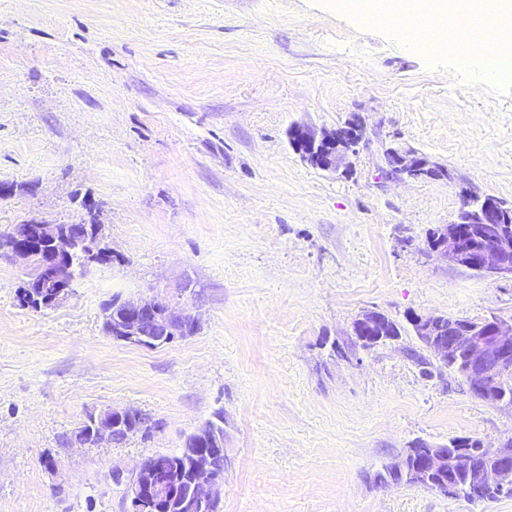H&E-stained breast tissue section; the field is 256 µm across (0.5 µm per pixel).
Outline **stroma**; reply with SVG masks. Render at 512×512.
<instances>
[{
	"instance_id": "35a3bbf8",
	"label": "stroma",
	"mask_w": 512,
	"mask_h": 512,
	"mask_svg": "<svg viewBox=\"0 0 512 512\" xmlns=\"http://www.w3.org/2000/svg\"><path fill=\"white\" fill-rule=\"evenodd\" d=\"M346 174L288 131L354 117ZM400 146L451 180L389 181ZM0 237L97 204L112 261L58 307L21 306L0 256V512H131L113 471L224 429L218 512H512L380 481L406 449L512 438V404L474 397L409 316L512 318V280L428 259L463 192L512 207V76L413 43L334 0H0ZM142 293L196 332L146 348L103 310ZM376 310L396 341L361 347ZM148 414L126 443L66 437L90 413ZM54 467H46V459ZM390 319L374 310L364 312L354 323L352 335L365 344H376L384 339H392V336H383L385 328L389 325Z\"/></svg>"
}]
</instances>
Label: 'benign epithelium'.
I'll list each match as a JSON object with an SVG mask.
<instances>
[{"mask_svg":"<svg viewBox=\"0 0 512 512\" xmlns=\"http://www.w3.org/2000/svg\"><path fill=\"white\" fill-rule=\"evenodd\" d=\"M365 129L359 119H351L334 129H316L297 125L290 129V140L301 156L323 171L347 173L353 168V157L364 140ZM386 178L401 181L443 180L448 169L431 162L426 156L400 147L385 151ZM509 212L490 197L481 199L463 194L457 220L441 224L429 235L426 253L429 257L470 270L483 277L512 279V225L503 223ZM5 256L30 269L21 292V302L36 311L54 308L75 293L80 280L95 265L107 258V250L97 240L91 243L68 235L59 224L32 217L13 226L7 239L0 242ZM90 252L95 259L76 266L75 257ZM127 316L124 326L110 331L112 338L130 344L157 348L178 339L176 328L193 319L186 309L174 310L153 297L138 295L115 298ZM389 318L374 310L364 312L354 323L352 335L365 344L385 339L383 332ZM411 325L418 340L434 353L443 365L459 363L472 394L491 403L503 401L495 395L500 382L512 376V319L496 316L482 321L460 318L441 320L439 315L415 316ZM123 412L109 408L87 418L70 434V442L83 446H99L111 441L112 425ZM198 447L188 454L204 458L199 475L184 490V497L201 509L219 500L224 476L213 474L207 460L224 456V433L217 424L206 423L195 431ZM478 455L483 464L470 470L464 491L475 500L491 493H512V439L490 449L461 439L448 445L434 446L419 458L418 474L428 478L444 476L448 469L469 465ZM124 496L132 510L139 512L147 501L168 500L166 481L160 478L155 459H143L124 483Z\"/></svg>","mask_w":512,"mask_h":512,"instance_id":"7a95c632","label":"benign epithelium"}]
</instances>
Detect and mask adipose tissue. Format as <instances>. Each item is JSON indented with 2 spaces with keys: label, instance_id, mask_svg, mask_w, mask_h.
Returning a JSON list of instances; mask_svg holds the SVG:
<instances>
[{
  "label": "adipose tissue",
  "instance_id": "ef3b65f1",
  "mask_svg": "<svg viewBox=\"0 0 512 512\" xmlns=\"http://www.w3.org/2000/svg\"><path fill=\"white\" fill-rule=\"evenodd\" d=\"M336 6L364 19L383 15L393 20L395 27L411 31L415 41L427 46H439L446 42L464 56L474 49L468 39L457 33H447L442 28H427L425 17L439 20L454 15L466 19L487 8L512 15V0H337Z\"/></svg>",
  "mask_w": 512,
  "mask_h": 512
}]
</instances>
